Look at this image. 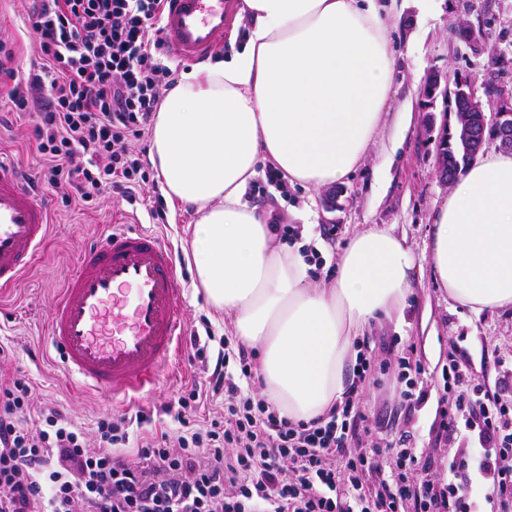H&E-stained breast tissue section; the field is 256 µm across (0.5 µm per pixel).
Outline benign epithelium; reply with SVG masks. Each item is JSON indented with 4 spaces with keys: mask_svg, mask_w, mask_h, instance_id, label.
I'll use <instances>...</instances> for the list:
<instances>
[{
    "mask_svg": "<svg viewBox=\"0 0 512 512\" xmlns=\"http://www.w3.org/2000/svg\"><path fill=\"white\" fill-rule=\"evenodd\" d=\"M422 95L428 101H434L438 96L445 98L457 97V118L459 127L456 132H448V126H443V137L455 138L465 148L466 159L473 161L483 152L484 147L496 142L502 151L512 152V103L507 100L500 102L499 111L485 110L484 98L495 95L494 90L484 86V97L476 94L474 77H459L456 84L441 83L439 77H428Z\"/></svg>",
    "mask_w": 512,
    "mask_h": 512,
    "instance_id": "1",
    "label": "benign epithelium"
}]
</instances>
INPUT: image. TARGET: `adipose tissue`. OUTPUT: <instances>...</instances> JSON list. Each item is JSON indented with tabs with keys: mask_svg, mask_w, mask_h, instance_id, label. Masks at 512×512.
I'll return each instance as SVG.
<instances>
[{
	"mask_svg": "<svg viewBox=\"0 0 512 512\" xmlns=\"http://www.w3.org/2000/svg\"><path fill=\"white\" fill-rule=\"evenodd\" d=\"M236 15L249 21L243 47L166 91L149 160L196 216L189 258L207 304L257 351L267 401L308 422L342 399L363 330L402 318L417 259L374 226L315 285L300 245L277 239L246 194L267 166L316 189L364 162L389 105L402 12L377 0H238ZM430 261L458 304L512 307V153L457 175L434 214Z\"/></svg>",
	"mask_w": 512,
	"mask_h": 512,
	"instance_id": "1",
	"label": "adipose tissue"
}]
</instances>
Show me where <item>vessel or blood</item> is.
Instances as JSON below:
<instances>
[{
	"label": "vessel or blood",
	"instance_id": "obj_1",
	"mask_svg": "<svg viewBox=\"0 0 512 512\" xmlns=\"http://www.w3.org/2000/svg\"><path fill=\"white\" fill-rule=\"evenodd\" d=\"M236 0H172L162 38L173 56L204 58L223 39ZM48 191L0 156V289L28 275L51 235ZM183 275L172 246L156 232L119 221L85 244L49 308L47 334L68 375L83 387L128 399L163 371L180 369L185 338Z\"/></svg>",
	"mask_w": 512,
	"mask_h": 512
}]
</instances>
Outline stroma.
Returning <instances> with one entry per match:
<instances>
[{
	"label": "stroma",
	"instance_id": "35a3bbf8",
	"mask_svg": "<svg viewBox=\"0 0 512 512\" xmlns=\"http://www.w3.org/2000/svg\"><path fill=\"white\" fill-rule=\"evenodd\" d=\"M404 17L405 25L392 35L398 64L389 106L366 161L353 177L310 192L284 182L273 185L262 176L252 187L249 202L269 211L271 222L279 227L312 222L314 238L329 265L335 264L351 236L372 225L392 228L406 239L417 256L418 267L403 319L398 324H373L365 338L375 345L381 337H397L400 351L421 365L418 384L428 389L429 397L421 410L411 412L387 387L363 386L360 399L368 418L369 437L394 440L403 431H410L418 453L430 457L440 468L455 454L467 452L473 462L467 475L476 512H498L475 468L480 459L476 445L463 437L448 445L438 440L437 399L442 393L443 371L452 359L468 366L486 384L495 383V356H512V310L474 312L459 306L439 288L434 277L429 261L432 221L451 192L450 183L437 173L436 158L441 127L454 115L447 100L427 101L413 75L436 73L450 79L455 73H467L478 82H492L502 97L512 102V0H427L421 9L408 6ZM469 27L476 32L471 42L461 36ZM28 28L26 8L19 0H6L0 7V40L17 42L14 67L22 74L38 62L37 45ZM406 103L412 106L413 126L396 153L387 154L384 146L388 135ZM34 127L31 113L12 111L7 97L0 95V145L10 159L31 171L42 163ZM162 191L161 180L153 173L140 202L134 205L118 197L90 209L56 203L54 230L34 272L16 288L0 293V373L31 382L35 388L33 408L53 404L91 432L100 418H118L141 407L154 409L169 401L182 384L206 383L213 365L195 358L188 346L183 352L188 367L185 378L162 376L135 399L121 401L109 393L82 388L69 377L51 351L46 334L52 296L72 274L80 246L105 234L114 218L128 210L141 225L179 248L187 335H210L209 347L214 351L221 339L230 337L223 316L194 288L196 274L187 257L194 214L172 201L167 204L165 221L152 219L149 213L155 195ZM329 225L336 228L330 239L324 236Z\"/></svg>",
	"mask_w": 512,
	"mask_h": 512
}]
</instances>
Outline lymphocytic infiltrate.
Returning <instances> with one entry per match:
<instances>
[{"label":"lymphocytic infiltrate","mask_w":512,"mask_h":512,"mask_svg":"<svg viewBox=\"0 0 512 512\" xmlns=\"http://www.w3.org/2000/svg\"><path fill=\"white\" fill-rule=\"evenodd\" d=\"M166 0H33L28 12L40 64L18 76L0 42V75L12 109L34 112L39 184L65 204L92 205L121 195L135 202L147 176L130 141L144 136L174 83L159 55ZM397 338L364 347L341 402L308 423L281 417L250 389L254 353L221 347L207 386L184 388L152 412L100 419L96 446L53 405L30 412L29 382L0 374V512H471L469 487L441 479L401 435L399 474L367 496L369 457L352 445L368 433L358 390L375 375L378 353ZM223 395L224 417L196 421L203 395ZM440 438L476 433L478 471L512 499V401L482 390L457 363L443 375ZM178 435L150 429L154 413ZM342 468H335V461Z\"/></svg>","instance_id":"lymphocytic-infiltrate-1"}]
</instances>
